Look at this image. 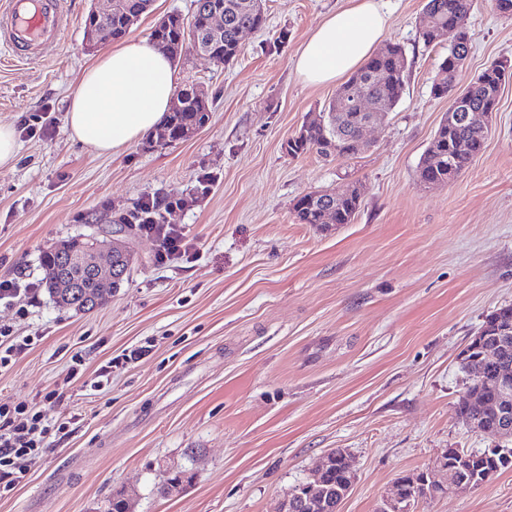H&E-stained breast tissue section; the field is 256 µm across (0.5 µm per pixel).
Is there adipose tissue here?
<instances>
[{
    "label": "adipose tissue",
    "instance_id": "adipose-tissue-1",
    "mask_svg": "<svg viewBox=\"0 0 512 512\" xmlns=\"http://www.w3.org/2000/svg\"><path fill=\"white\" fill-rule=\"evenodd\" d=\"M379 0H348L324 18L295 60L310 85L341 81L373 54L388 26ZM171 59L144 39H126L83 74L66 112L72 138L101 155L130 145L161 125L175 97Z\"/></svg>",
    "mask_w": 512,
    "mask_h": 512
}]
</instances>
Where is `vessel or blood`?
<instances>
[{
	"mask_svg": "<svg viewBox=\"0 0 512 512\" xmlns=\"http://www.w3.org/2000/svg\"><path fill=\"white\" fill-rule=\"evenodd\" d=\"M5 17L0 38L31 53L58 38L66 25L62 0H7Z\"/></svg>",
	"mask_w": 512,
	"mask_h": 512,
	"instance_id": "1",
	"label": "vessel or blood"
}]
</instances>
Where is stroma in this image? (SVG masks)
Masks as SVG:
<instances>
[{"mask_svg":"<svg viewBox=\"0 0 512 512\" xmlns=\"http://www.w3.org/2000/svg\"><path fill=\"white\" fill-rule=\"evenodd\" d=\"M425 3L381 0L384 42L406 49V90L366 132L367 149L347 157L287 151L337 90L305 84L295 57L346 0H266L264 28L226 66L185 53L176 84L204 88L209 122L173 142L150 132L112 155L65 123L84 69L106 51L84 36L92 0H64L68 29L33 58L0 43V123L20 145L0 169V280H43V249L105 234L144 198L178 200L165 221L195 246L161 263L157 240L132 231L130 275L88 313L44 291L0 301V327L32 340L0 372V404L70 420L23 483L0 489V512H106L121 490L134 512H273L332 451L356 472L340 512H376L399 477L434 470L448 449L497 447L455 409L467 387L461 352L512 304V81L482 153L454 181L420 183L448 110L432 93L448 44L417 39ZM466 27L460 82L512 61V16L479 0ZM352 184L353 223H299L298 197ZM138 347L144 355L122 363ZM179 472L189 482L165 494ZM415 512H512V469Z\"/></svg>","mask_w":512,"mask_h":512,"instance_id":"stroma-1","label":"stroma"}]
</instances>
